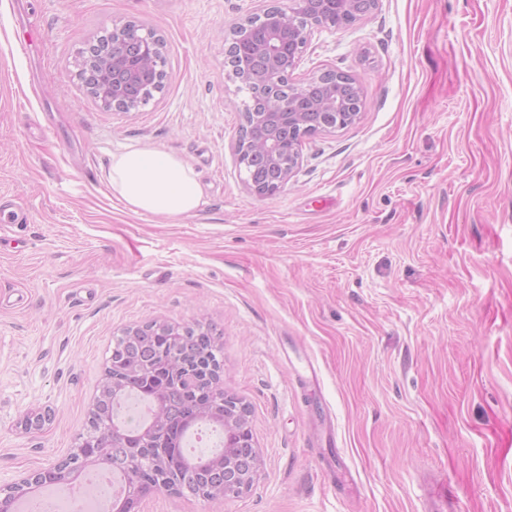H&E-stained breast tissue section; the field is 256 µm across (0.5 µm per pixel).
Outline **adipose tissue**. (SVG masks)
Wrapping results in <instances>:
<instances>
[{"mask_svg": "<svg viewBox=\"0 0 512 512\" xmlns=\"http://www.w3.org/2000/svg\"><path fill=\"white\" fill-rule=\"evenodd\" d=\"M109 177L113 195L137 213L176 220L201 203L196 175L169 153L135 149L113 155Z\"/></svg>", "mask_w": 512, "mask_h": 512, "instance_id": "adipose-tissue-1", "label": "adipose tissue"}]
</instances>
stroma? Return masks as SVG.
<instances>
[{"label": "stroma", "instance_id": "35a3bbf8", "mask_svg": "<svg viewBox=\"0 0 512 512\" xmlns=\"http://www.w3.org/2000/svg\"><path fill=\"white\" fill-rule=\"evenodd\" d=\"M265 4L0 0V488L72 453L116 337L157 321L219 339L260 469L139 512H512V0L312 28L291 83L336 69L364 107L261 197L224 36ZM130 22L162 38L165 81L123 114L79 70ZM139 148L192 168L193 215L113 196V154Z\"/></svg>", "mask_w": 512, "mask_h": 512}]
</instances>
